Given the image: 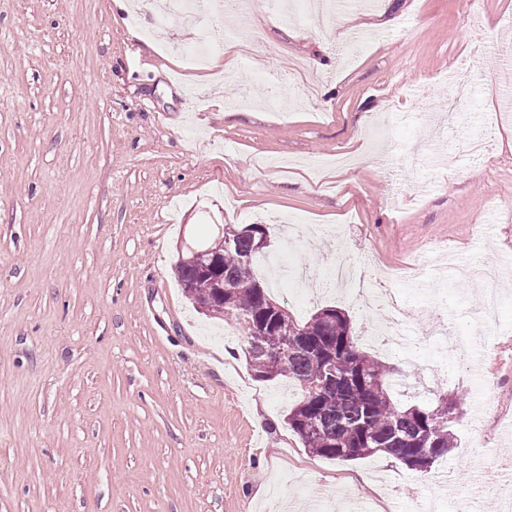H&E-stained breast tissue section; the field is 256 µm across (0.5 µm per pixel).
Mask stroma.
I'll list each match as a JSON object with an SVG mask.
<instances>
[{"instance_id":"obj_1","label":"stroma","mask_w":512,"mask_h":512,"mask_svg":"<svg viewBox=\"0 0 512 512\" xmlns=\"http://www.w3.org/2000/svg\"><path fill=\"white\" fill-rule=\"evenodd\" d=\"M153 24L114 0H0V512H333L347 497L456 512L475 481L479 512H512L491 492L512 452V282H488L502 301L481 353L446 358L431 340L452 318L468 328L482 296L425 262L437 243L477 274L512 260V0H337L328 23L215 13L231 84L180 57L196 28L169 17L158 41ZM299 60L320 78L304 107ZM486 66L496 90L440 143L420 113L442 114L448 73ZM266 84L288 107H229ZM476 130L483 159L462 149ZM288 220L344 235L297 242ZM220 224L272 225L310 288L254 272L296 319L335 306L358 335L380 321L324 277L339 247L407 310L425 343L408 397L460 401L447 457L417 477L304 449L286 423L296 387L259 380L240 333L178 284L179 245Z\"/></svg>"}]
</instances>
